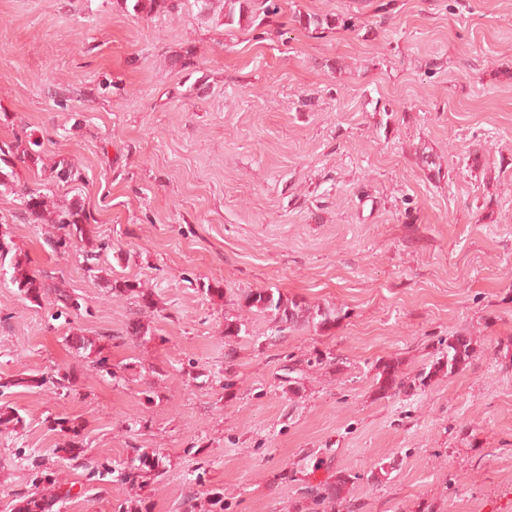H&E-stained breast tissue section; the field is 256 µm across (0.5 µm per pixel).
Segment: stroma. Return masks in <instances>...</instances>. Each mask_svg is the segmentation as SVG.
Instances as JSON below:
<instances>
[{"instance_id": "stroma-1", "label": "stroma", "mask_w": 512, "mask_h": 512, "mask_svg": "<svg viewBox=\"0 0 512 512\" xmlns=\"http://www.w3.org/2000/svg\"><path fill=\"white\" fill-rule=\"evenodd\" d=\"M279 6L275 21L227 27L193 5L174 17L124 0H0V142L30 130L44 151L43 166H17L0 218L92 311L48 320L0 280V377L16 380L7 399L26 419L0 431V503L31 488L34 459L85 489L60 512L126 498L63 460L51 422L69 417L93 457L117 463L134 445L163 457L148 512L212 488L224 512H323L305 491L341 473L353 512H512V0ZM299 14L340 23L315 38ZM62 159L80 181H55ZM38 184L80 200L112 245L105 267L152 294V340L124 338L134 302L24 220L19 192ZM267 288L335 320L276 335L241 300ZM236 317L246 335L225 337ZM73 327L106 334L109 364L141 372L89 368L65 340ZM457 333L474 339L466 369L378 398L379 363L416 374ZM315 349L341 373L305 369L286 392L289 357ZM60 366L68 392L24 386Z\"/></svg>"}]
</instances>
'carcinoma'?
<instances>
[{"label":"carcinoma","instance_id":"1","mask_svg":"<svg viewBox=\"0 0 512 512\" xmlns=\"http://www.w3.org/2000/svg\"><path fill=\"white\" fill-rule=\"evenodd\" d=\"M188 0H131V9L136 14L151 13L161 10L169 14H178L186 7ZM220 14L224 25L232 26L242 22L253 23L259 17L269 19L280 11L278 0H222ZM297 22L308 32L317 35L332 28L338 19L331 16L307 15L297 17ZM39 139L34 132H23L10 142L0 144V189L11 190L15 184V163L37 166L43 163L38 151ZM52 171L62 182H73L80 178L78 170L60 161ZM24 213L32 224H49L57 229L50 236L47 244L53 251L61 254L79 251L83 255L85 272L93 278H101L106 271L102 266V256L112 249L107 242L98 241L92 235L91 215L78 201L63 204L56 203L50 195L39 188H28L23 192ZM9 260L10 284L30 304L40 308L48 303L53 306L50 317L57 321L64 319L70 323L71 318L90 314L85 299L75 289L66 285L64 278L52 273L35 271L31 268L28 254L19 247L6 233L0 234V260ZM106 288L112 297L117 299H133L139 309L154 307L152 295L139 284L122 277L106 279ZM245 306L259 312L272 314L279 324L278 332H292L307 325L324 327L331 322V314L304 301L283 296L279 290L264 289L250 292L244 296ZM70 347L81 357L90 360V367L96 372L106 374L115 381H123L126 375L133 374L137 365L130 362L122 367L111 369L107 358L102 356L99 348L100 337H89L83 334H72L66 337ZM475 350L473 340L466 334L452 335L438 340L435 358L430 364L414 376L403 375L399 360H388L377 367L374 378L376 393L381 398L390 397L398 392L422 389L432 378L440 373L452 374L467 368ZM318 366L325 370H336L341 362L332 353L314 352L307 358H301L288 367V393L295 394L300 390L303 370L298 365ZM73 374L67 368L58 367L53 374L44 377L34 375L26 380L0 381V389L11 388L22 383L29 387H41L52 384L57 390L71 388ZM25 418L17 408L8 403H0V427L18 432L25 428ZM52 430L63 434L65 440L61 451L67 454V461L77 469L87 471L89 480L99 484V490L105 491L113 482H119L130 489L131 494L114 506V512H142L143 502L139 491L146 486L161 480L165 465L163 458L139 448H131V455L126 460L114 464L108 459H92L87 456V449L81 440L80 425L68 417H56ZM35 485L28 491H14L9 494L11 500L6 505L7 512H53V507L70 499V494L60 495V485L52 468L36 464ZM349 475H339L336 481L317 490L319 501L328 505L333 512H347L350 505L343 495ZM224 512V492L217 489L203 492V496H189L182 503L183 512H203L200 498Z\"/></svg>","mask_w":512,"mask_h":512}]
</instances>
